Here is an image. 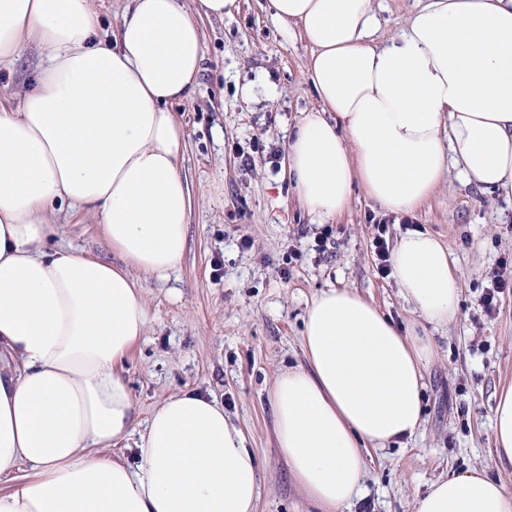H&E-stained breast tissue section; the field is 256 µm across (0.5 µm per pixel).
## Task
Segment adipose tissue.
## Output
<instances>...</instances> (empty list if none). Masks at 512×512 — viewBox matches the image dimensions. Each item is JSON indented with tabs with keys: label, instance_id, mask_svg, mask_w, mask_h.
<instances>
[{
	"label": "adipose tissue",
	"instance_id": "1",
	"mask_svg": "<svg viewBox=\"0 0 512 512\" xmlns=\"http://www.w3.org/2000/svg\"><path fill=\"white\" fill-rule=\"evenodd\" d=\"M311 47L319 106L288 136V175L311 216L352 188L386 211L417 210L457 173L512 192V0H422L380 37L377 0H269ZM238 0H127L111 41L95 0H0V67L36 46L23 87H0V512H256L260 469L210 394L164 398L141 420L119 365L144 336L139 277L186 250L191 192L172 102L202 69L200 17ZM95 219L112 263L50 250L55 204ZM400 296L433 327L455 322L461 281L432 234L390 256ZM305 365L269 396L277 447L320 512H346L369 448L423 424L430 336L401 330L348 288L308 306ZM492 442L512 466V384L496 394ZM134 460L114 455L119 444ZM414 512H512V493L470 469L433 482Z\"/></svg>",
	"mask_w": 512,
	"mask_h": 512
}]
</instances>
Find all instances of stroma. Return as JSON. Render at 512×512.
Instances as JSON below:
<instances>
[{"mask_svg":"<svg viewBox=\"0 0 512 512\" xmlns=\"http://www.w3.org/2000/svg\"><path fill=\"white\" fill-rule=\"evenodd\" d=\"M201 26L202 70L173 106L193 198L187 248L168 279H143L149 323L120 369L144 418L180 391L214 394L259 460L257 512H316L279 453L267 396L281 371L305 362L308 305L323 290L349 288L396 325L419 318L394 279L374 270L372 220L384 209L357 187L348 209L321 223L288 177V133L317 105L305 39L273 18L267 0H240L233 16ZM412 219L448 248L462 282L460 315L429 331L438 354L426 373L421 430L371 450L352 512H412L431 482L469 468L512 492V468L492 448L494 394L512 383V293L494 314L481 306L491 273L512 260V193L490 196L452 174ZM57 221L50 248L114 260L92 219L63 213Z\"/></svg>","mask_w":512,"mask_h":512,"instance_id":"obj_1","label":"stroma"}]
</instances>
